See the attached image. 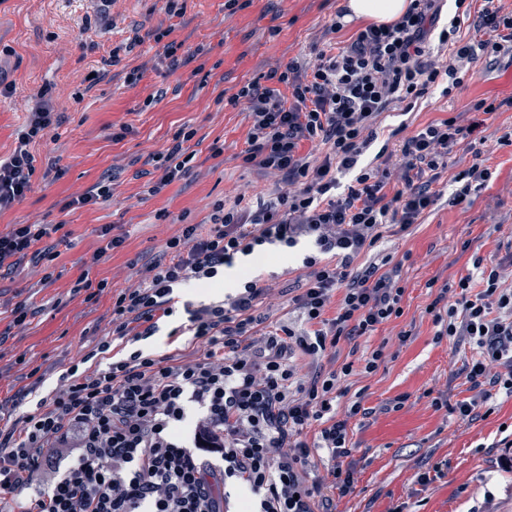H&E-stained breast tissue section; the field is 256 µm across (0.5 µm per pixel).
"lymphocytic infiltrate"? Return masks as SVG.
Listing matches in <instances>:
<instances>
[{"instance_id":"1","label":"lymphocytic infiltrate","mask_w":512,"mask_h":512,"mask_svg":"<svg viewBox=\"0 0 512 512\" xmlns=\"http://www.w3.org/2000/svg\"><path fill=\"white\" fill-rule=\"evenodd\" d=\"M440 3L412 0L396 22L367 25L338 52L289 62L278 88L254 81L237 91L232 104L246 105L252 118L242 160L281 173L285 189L266 200L215 202L205 222L184 225L147 281L113 294L111 337L57 369L50 392L42 390L40 367L29 370L12 401L36 397L35 409L0 428V512H242L230 483L246 486L252 512H317L326 488L352 491L343 459L361 403L338 417L336 390L354 364L308 380L293 357L320 359L403 313L405 289L391 274L375 263L359 272L352 265L386 234L404 235L419 223L439 198L432 186L448 169L449 146L480 124L463 126L451 115L406 137L392 129L401 139L404 186L390 195L385 175L362 161L378 139L377 119L433 89L448 96L472 63L512 46V11L496 0H485L477 36L464 44L456 39L459 16L443 17ZM58 122L49 107L31 112L18 147L0 160V212L30 191L37 160L29 145ZM194 135L180 129L156 155L163 175L153 193L189 171L193 157L183 145ZM305 142L312 146L306 154ZM49 234L45 224L0 232V270L13 269ZM302 242L310 248L302 260L308 273L291 301L307 330H265L266 289L250 280L234 295L188 309L174 330L185 339L181 347L158 358L138 349L175 315L177 288L214 283L237 255ZM474 267L481 292L470 294L464 277L456 299L444 285L426 308L438 336L468 337L480 351L466 374L477 394L456 408L463 419L487 402L485 382L512 394V291L500 290L496 266L478 259ZM336 294L338 310L326 318ZM257 334L262 345L254 350L248 341ZM490 361L503 373L488 376ZM322 451L327 476L308 481Z\"/></svg>"}]
</instances>
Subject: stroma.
<instances>
[{"label": "stroma", "mask_w": 512, "mask_h": 512, "mask_svg": "<svg viewBox=\"0 0 512 512\" xmlns=\"http://www.w3.org/2000/svg\"><path fill=\"white\" fill-rule=\"evenodd\" d=\"M345 0H249L231 11L225 0H185L181 16H170L165 0H117L108 20L89 18L84 0H0V79L16 91L0 99V158L8 157L29 112L47 102L61 125L36 140L31 150L37 173L26 196L0 213V231L13 224H57L61 233L44 238L39 248L53 261L25 257L11 272L0 274V422L11 423L33 411L8 399L25 383L18 357L42 367L68 363L81 348L95 346L106 334L112 292L137 287L169 238L184 222L206 219L211 205L233 201L242 192L283 188L279 173L246 165L242 153L252 119L244 106L227 99L250 81L276 87L275 73L294 59L316 60L332 47L348 44L362 29L359 21L332 30ZM181 42L182 65L169 70L156 30ZM141 45L117 65L108 59L115 46L132 35ZM101 72L89 84L92 72ZM140 79L129 84L130 72ZM512 54L482 58L461 88L447 97L433 92L412 110L390 106L378 119L381 135L407 125L409 130L447 118L461 124L482 120V158L492 173L485 188L462 204L438 200L408 235L388 236L377 252L361 254L356 267L373 262L376 253L400 261L396 277L405 293L401 317L378 326L357 345L339 342L335 358L307 365V374L334 369L351 348L368 353L382 349L376 371L344 382L340 406L360 401L364 412L349 421L351 451L344 465L354 489L333 495L332 512H512V473L499 471L496 460L512 441V395L489 388L491 412L460 419L456 406L474 397L466 369L478 358L465 336L436 338L426 307L438 285L457 287L474 275L475 258L500 267L503 287L512 289V146L499 137L512 129ZM500 103L498 112L479 117L472 104ZM194 137L185 145L195 159L181 180L152 194L162 172L152 158L173 144L182 126ZM223 145L222 154L212 152ZM112 176V198L78 206L75 200L104 174ZM166 220H158L159 212ZM125 238L109 249L101 234L106 225ZM99 262H92V255ZM249 273L267 285L263 310L271 322H299L288 304L292 288L306 275L299 259L269 248L257 254ZM107 280L111 293L85 302L77 293L82 273ZM27 302V325L11 326L9 311ZM408 332L399 342L400 332ZM440 467L429 483L420 473Z\"/></svg>", "instance_id": "1"}]
</instances>
